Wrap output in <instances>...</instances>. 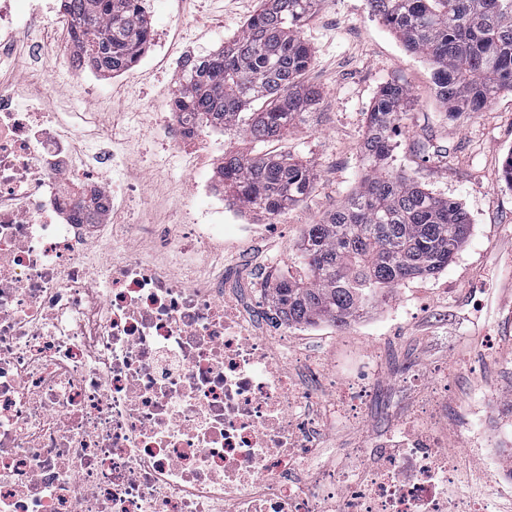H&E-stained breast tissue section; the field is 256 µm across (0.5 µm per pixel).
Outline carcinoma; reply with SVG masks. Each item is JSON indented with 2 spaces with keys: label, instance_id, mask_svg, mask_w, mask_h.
<instances>
[{
  "label": "carcinoma",
  "instance_id": "carcinoma-1",
  "mask_svg": "<svg viewBox=\"0 0 512 512\" xmlns=\"http://www.w3.org/2000/svg\"><path fill=\"white\" fill-rule=\"evenodd\" d=\"M64 2L79 29L74 47L91 70L122 72L146 45L150 22L141 0ZM315 3L261 0L241 34L189 61L178 110L252 142L284 138L321 100L319 87L303 80L313 56L301 30ZM368 3L407 51L430 62L436 95L450 115L478 112L512 91V0ZM409 100L407 86H381L361 143L364 179L336 211L306 225L297 254L303 276L274 281L272 300L288 325L346 326L400 283L444 270L468 240L470 218L461 204L387 165L391 134ZM220 177L227 201L270 216L313 189L310 163L292 156L226 150Z\"/></svg>",
  "mask_w": 512,
  "mask_h": 512
}]
</instances>
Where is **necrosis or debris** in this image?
I'll list each match as a JSON object with an SVG mask.
<instances>
[{"label": "necrosis or debris", "mask_w": 512, "mask_h": 512, "mask_svg": "<svg viewBox=\"0 0 512 512\" xmlns=\"http://www.w3.org/2000/svg\"><path fill=\"white\" fill-rule=\"evenodd\" d=\"M0 21L73 26L59 0H0ZM72 52L34 49L44 88L27 108L0 87V512H448L457 467L427 416L345 474L314 464L372 365L313 401L287 323L248 312L212 260L247 231L223 197L148 222L130 142L105 151L53 111L58 78L90 83ZM207 140L171 111L153 148L221 168Z\"/></svg>", "instance_id": "1"}]
</instances>
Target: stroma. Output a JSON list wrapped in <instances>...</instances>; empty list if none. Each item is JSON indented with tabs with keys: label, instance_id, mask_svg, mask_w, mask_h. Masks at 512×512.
<instances>
[{
	"label": "stroma",
	"instance_id": "35a3bbf8",
	"mask_svg": "<svg viewBox=\"0 0 512 512\" xmlns=\"http://www.w3.org/2000/svg\"><path fill=\"white\" fill-rule=\"evenodd\" d=\"M257 3L164 0L150 22L176 43L180 36L173 18L183 15L198 53L205 55L239 35ZM303 37L314 57L305 79L323 90V100L306 123L256 148L310 161L314 190L304 203L275 218L237 208L239 223L254 225L263 235L225 244L224 279L233 288L251 287L258 266L272 277L287 275L305 226L335 211L361 184L365 114L378 90L392 80L406 85L411 99L392 135L389 165L436 195L461 203L471 219L468 241L441 273L401 283L377 309L349 326L322 321L293 329L292 345L320 359L327 372L369 355L375 358L374 394L361 423L337 426L326 442L337 457L366 447L378 431L403 427L412 408L436 387L448 402L440 435L461 466L457 496L484 495L466 443L479 412H494L512 398V187L501 179L503 159L512 151V92L501 93L482 111L449 115L435 95L428 62L405 49L371 14L367 0H318ZM40 38L37 28L17 33L20 65L6 86L24 83L31 94L41 93V76L27 65L31 44ZM173 78L169 63L158 57L126 80L93 74L90 92L61 83L54 106L85 117L87 128L96 131L110 127L121 135L135 127L146 148L150 117L141 102ZM217 178L215 168L202 165L178 166L171 175L154 179L151 190L159 203L150 219L164 220L168 206L181 200L202 205L203 196L190 194L189 183Z\"/></svg>",
	"mask_w": 512,
	"mask_h": 512
}]
</instances>
